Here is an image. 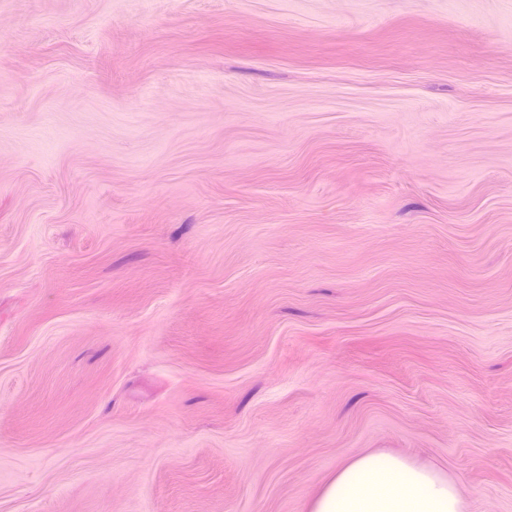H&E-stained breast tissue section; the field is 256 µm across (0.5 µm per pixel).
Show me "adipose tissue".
I'll use <instances>...</instances> for the list:
<instances>
[{
  "label": "adipose tissue",
  "instance_id": "obj_1",
  "mask_svg": "<svg viewBox=\"0 0 512 512\" xmlns=\"http://www.w3.org/2000/svg\"><path fill=\"white\" fill-rule=\"evenodd\" d=\"M457 479L386 453L359 455L337 468L311 512H467Z\"/></svg>",
  "mask_w": 512,
  "mask_h": 512
}]
</instances>
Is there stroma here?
Wrapping results in <instances>:
<instances>
[{
  "mask_svg": "<svg viewBox=\"0 0 512 512\" xmlns=\"http://www.w3.org/2000/svg\"><path fill=\"white\" fill-rule=\"evenodd\" d=\"M378 450L512 512V0H0V512Z\"/></svg>",
  "mask_w": 512,
  "mask_h": 512,
  "instance_id": "obj_1",
  "label": "stroma"
}]
</instances>
